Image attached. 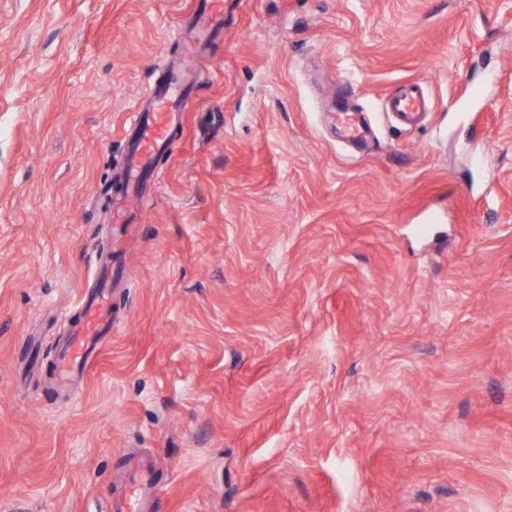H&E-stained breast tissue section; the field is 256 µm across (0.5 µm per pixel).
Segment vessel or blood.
I'll use <instances>...</instances> for the list:
<instances>
[{
	"label": "vessel or blood",
	"instance_id": "b4317fda",
	"mask_svg": "<svg viewBox=\"0 0 512 512\" xmlns=\"http://www.w3.org/2000/svg\"><path fill=\"white\" fill-rule=\"evenodd\" d=\"M224 0H197L193 24L199 36L211 37L224 29ZM191 58L171 68L167 78L151 87L139 100L131 115L126 162L122 177L125 196L115 203L112 222L115 229L133 223L128 208L132 196H147L155 190L151 179L156 157L167 147L173 131L179 126L190 102L189 77ZM428 102L417 84H407L389 102V108L400 120L411 119L425 111ZM337 115L350 141H360L365 130L346 105H339ZM81 314L70 325L67 337L58 346L55 357V377L65 386L86 374L104 342L118 329L112 319V297L107 288H97L81 297ZM127 481L121 493L111 497L108 512H151L149 505L158 487L150 463L139 455L127 456Z\"/></svg>",
	"mask_w": 512,
	"mask_h": 512
}]
</instances>
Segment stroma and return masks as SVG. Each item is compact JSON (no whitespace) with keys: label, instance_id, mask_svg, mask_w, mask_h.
<instances>
[{"label":"stroma","instance_id":"stroma-1","mask_svg":"<svg viewBox=\"0 0 512 512\" xmlns=\"http://www.w3.org/2000/svg\"><path fill=\"white\" fill-rule=\"evenodd\" d=\"M195 7L0 0V512H105L134 445L152 512H512V0H229L200 47ZM191 52L120 328L58 392L128 117ZM428 102L416 83H407L401 92L389 102V108L402 121H408L417 112L427 109ZM337 115L341 120L347 140L362 141L364 139L365 130L357 119V112H352L345 104L341 103L337 108Z\"/></svg>","mask_w":512,"mask_h":512}]
</instances>
